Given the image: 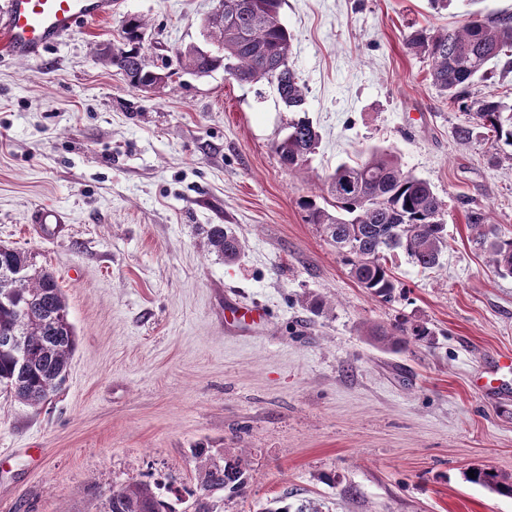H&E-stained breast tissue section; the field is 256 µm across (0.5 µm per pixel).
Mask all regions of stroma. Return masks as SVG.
I'll return each instance as SVG.
<instances>
[{
    "instance_id": "1",
    "label": "stroma",
    "mask_w": 512,
    "mask_h": 512,
    "mask_svg": "<svg viewBox=\"0 0 512 512\" xmlns=\"http://www.w3.org/2000/svg\"><path fill=\"white\" fill-rule=\"evenodd\" d=\"M219 0H122L35 59L0 52V245L52 271L77 347L50 401L0 393V512H102L109 491L147 482L173 512H262L276 498L320 512H512L468 483L512 475V276L473 242L469 208L512 235V162L482 130L458 144L460 112L431 85L406 37L512 15V0H283L290 66L321 135L308 179L272 149L290 115L270 85L180 68L205 46ZM167 84L129 85L101 55L123 20ZM379 148L445 201L447 247L424 270L390 261L406 295L386 304L351 276L297 201L337 166ZM59 224H34V211ZM230 225L227 263L202 230ZM326 298L314 312L304 296ZM265 319L224 321L227 298ZM426 322L432 346L391 350L363 333ZM228 454L242 492L208 483Z\"/></svg>"
}]
</instances>
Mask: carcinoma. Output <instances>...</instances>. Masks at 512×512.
Here are the masks:
<instances>
[{
  "label": "carcinoma",
  "mask_w": 512,
  "mask_h": 512,
  "mask_svg": "<svg viewBox=\"0 0 512 512\" xmlns=\"http://www.w3.org/2000/svg\"><path fill=\"white\" fill-rule=\"evenodd\" d=\"M281 0H220L219 8L205 19L207 36L216 46L210 57L192 46L177 55L179 64L199 75L219 68L244 83H272L285 108L304 111L306 94L300 78L288 63L291 36L281 24ZM140 17L128 18L122 39L130 49H120L106 63L124 73L134 88L146 89L165 82L169 74L154 69L140 51ZM407 48L429 61V77L440 94L464 115L454 127L460 144L472 139L474 130H486L495 155L512 161V103L493 94L475 95V79L488 74L502 50L512 47V15H475L456 28L416 31L406 38ZM286 135L274 145L281 163L290 171L308 168L319 134L307 118L291 119ZM298 205L307 224H315L350 266V273L369 295L391 302L403 295V286L387 266L385 252L403 250L424 269L435 267L446 247V203L431 184L403 169L386 150L372 149L353 164H342L328 177L327 195L301 197ZM467 223L476 232L489 262L512 275V235L489 223L482 208L467 212ZM204 248L235 260L242 243L227 224H211ZM31 270L17 277L16 268ZM367 335L397 347L409 336L420 345L430 343L433 331L423 322L398 320L390 327L374 325ZM76 349V332L67 300L55 276L33 268L24 251H0V391L31 406L49 400L65 380ZM466 481L502 496L512 497V475L492 468H474ZM213 483L230 493L246 481V461L240 455L224 457V470L211 473ZM103 512H164V504L150 484L134 482L106 497Z\"/></svg>",
  "instance_id": "carcinoma-1"
}]
</instances>
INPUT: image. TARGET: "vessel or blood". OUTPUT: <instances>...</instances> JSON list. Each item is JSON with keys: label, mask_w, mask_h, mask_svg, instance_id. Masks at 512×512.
Instances as JSON below:
<instances>
[{"label": "vessel or blood", "mask_w": 512, "mask_h": 512, "mask_svg": "<svg viewBox=\"0 0 512 512\" xmlns=\"http://www.w3.org/2000/svg\"><path fill=\"white\" fill-rule=\"evenodd\" d=\"M112 13V0H0V45L9 55L36 58L80 23Z\"/></svg>", "instance_id": "obj_1"}]
</instances>
